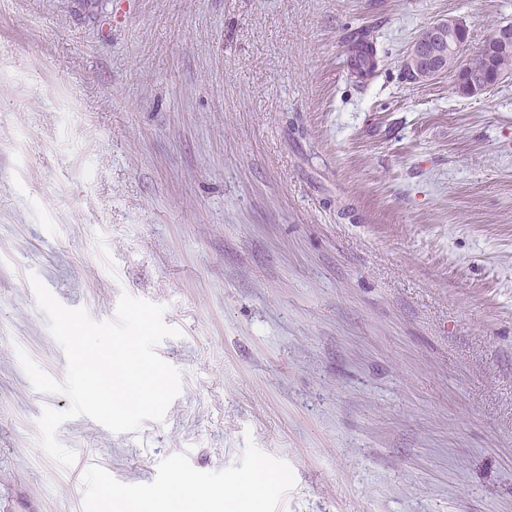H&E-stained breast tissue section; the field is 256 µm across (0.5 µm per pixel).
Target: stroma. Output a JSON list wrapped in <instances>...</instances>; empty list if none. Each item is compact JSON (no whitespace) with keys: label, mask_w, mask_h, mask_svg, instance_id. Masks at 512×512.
I'll return each instance as SVG.
<instances>
[{"label":"stroma","mask_w":512,"mask_h":512,"mask_svg":"<svg viewBox=\"0 0 512 512\" xmlns=\"http://www.w3.org/2000/svg\"><path fill=\"white\" fill-rule=\"evenodd\" d=\"M512 0H0V507L512 512V73L476 96L403 69ZM377 26L351 81L343 36ZM97 321L163 306L162 420L40 444L19 352L64 381L30 282Z\"/></svg>","instance_id":"35a3bbf8"}]
</instances>
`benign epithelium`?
Here are the masks:
<instances>
[{"label": "benign epithelium", "instance_id": "obj_1", "mask_svg": "<svg viewBox=\"0 0 512 512\" xmlns=\"http://www.w3.org/2000/svg\"><path fill=\"white\" fill-rule=\"evenodd\" d=\"M467 28L457 18L443 19L424 29L411 46L404 66L417 73V79L430 81L443 73L454 76L455 87L462 95L473 96L484 92L487 85L471 75L470 69L458 64V59L448 54L466 46ZM493 48L501 54L512 52V28L502 26L479 48L483 54Z\"/></svg>", "mask_w": 512, "mask_h": 512}]
</instances>
